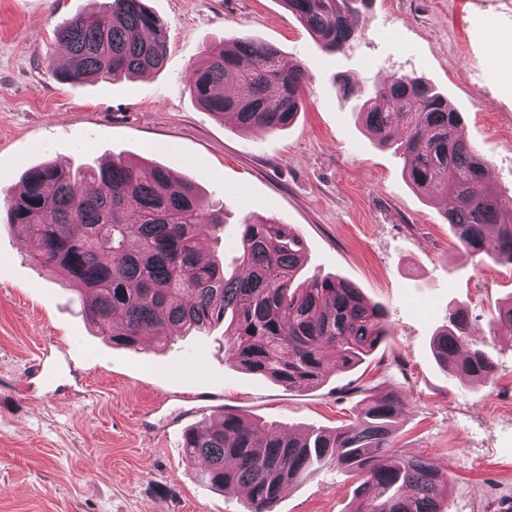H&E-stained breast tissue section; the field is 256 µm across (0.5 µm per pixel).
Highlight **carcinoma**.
<instances>
[{
	"label": "carcinoma",
	"mask_w": 512,
	"mask_h": 512,
	"mask_svg": "<svg viewBox=\"0 0 512 512\" xmlns=\"http://www.w3.org/2000/svg\"><path fill=\"white\" fill-rule=\"evenodd\" d=\"M282 2L322 49L339 52L355 40L354 21L372 0ZM57 37L69 51L68 66L55 72L60 81L137 76L161 68L167 52L165 23L146 0H109ZM304 81L302 67L285 65L277 47L247 37L205 52L188 76L198 103L244 132L290 124L303 108ZM334 84L355 99L367 130L396 146L415 188L453 199L445 215L458 246L512 265V201L475 191L487 161L463 137L461 112L448 97L397 73L370 89L343 74ZM4 204L6 224L38 242V266L68 278L86 317L114 345L136 348L222 322L225 354L238 367L291 388L323 385L390 336L386 309L350 282L314 276L296 283L306 255L287 224L244 220L237 266L228 270L207 250L224 226V209L164 167L121 156L75 171L40 163ZM489 329L512 345V297L498 304ZM470 342L466 316L453 310L434 339L436 358L451 376L494 383L492 362ZM354 392L362 394L354 420L333 430L260 432L226 410L187 429L182 453L202 462L211 488L247 490L249 512H273L287 489L322 468L360 481L352 512H448L447 474L394 450L403 401L390 392Z\"/></svg>",
	"instance_id": "1"
}]
</instances>
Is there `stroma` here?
Listing matches in <instances>:
<instances>
[{"label":"stroma","instance_id":"1","mask_svg":"<svg viewBox=\"0 0 512 512\" xmlns=\"http://www.w3.org/2000/svg\"><path fill=\"white\" fill-rule=\"evenodd\" d=\"M104 0H0V189L31 165L78 167L121 154L196 182L224 207L215 243L225 261L239 224L290 225L306 249L304 276L336 275L382 304L389 338L353 370L289 389L224 354V327L130 349L98 336L61 273L0 226V512H247L245 492L221 493L183 433L229 409L283 430L349 422L355 387L407 402L395 442L448 475L450 512H499L512 502V347L488 332L512 296V265L457 247L442 200L407 182L403 159L357 119L336 74L364 88L419 77L463 115L488 161L486 182L512 198V75L500 48L512 0H374L356 40L322 50L282 0H149L165 23L160 70L112 83L56 79L57 30ZM240 36L275 45L306 75L304 106L278 132L240 131L204 110L188 76L204 51ZM461 308L493 383L448 376L431 342ZM57 380L31 377L41 353ZM357 481L322 470L287 490L275 512H351Z\"/></svg>","mask_w":512,"mask_h":512}]
</instances>
